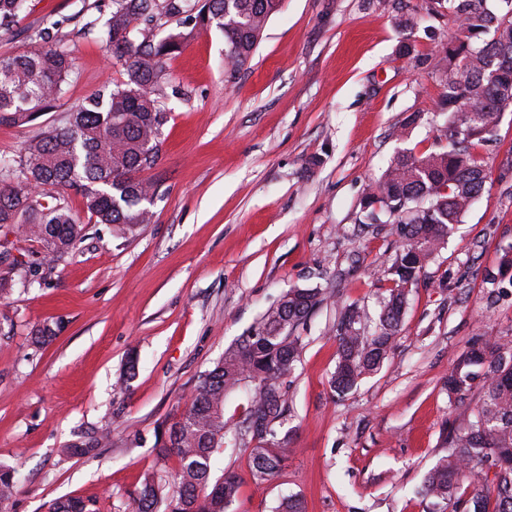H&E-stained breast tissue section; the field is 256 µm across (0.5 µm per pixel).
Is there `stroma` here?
<instances>
[{
	"label": "stroma",
	"instance_id": "obj_1",
	"mask_svg": "<svg viewBox=\"0 0 512 512\" xmlns=\"http://www.w3.org/2000/svg\"><path fill=\"white\" fill-rule=\"evenodd\" d=\"M109 2L31 0L0 30L3 57L34 50V32L61 22L76 58L50 111L0 125V157H18L71 106L123 80L104 40ZM403 14L416 26L397 27ZM178 31L190 35L168 62L179 93L159 160L142 174L155 191L151 223L119 235L71 197L85 240L28 291L0 299V466L17 479L0 512H46L68 497L130 512L161 466L157 432L291 288L327 298L300 325L304 347L285 380L288 461L257 484L246 454L220 451L214 476L229 467L243 478L235 512H273L290 495L307 512H442L417 490L448 454L456 415L481 396L477 385L449 396L448 374L471 347L512 345V109L476 150L485 189L411 287L389 356L340 396L328 383L336 323L352 303L377 318L400 245L395 225L365 222L364 192L397 154L447 146L433 57L460 29L436 0H282L231 83L218 29L184 15L158 34ZM46 324L55 338L33 344ZM133 434L142 444L128 443ZM91 441L90 455L68 454Z\"/></svg>",
	"mask_w": 512,
	"mask_h": 512
}]
</instances>
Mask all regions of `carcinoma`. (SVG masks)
Returning <instances> with one entry per match:
<instances>
[{
	"label": "carcinoma",
	"mask_w": 512,
	"mask_h": 512,
	"mask_svg": "<svg viewBox=\"0 0 512 512\" xmlns=\"http://www.w3.org/2000/svg\"><path fill=\"white\" fill-rule=\"evenodd\" d=\"M28 0H0V29L20 20ZM282 0H111L105 21L106 44L124 69L125 79L108 85L65 113L58 124L31 140L18 158H0V228L39 241L52 262L73 255L85 236L75 223L67 197L80 196L98 224L132 234L151 221L144 206L151 186L139 174L153 168L168 122L166 100L172 88L167 60L188 34L159 40L162 20L196 8L195 27H216L224 35V73L234 78L253 56L269 17ZM448 12L467 34L441 47L436 67L448 91L437 110L447 113L448 146L425 156L398 155L381 181L364 196L367 218L400 225L403 242L385 270L391 287L379 299L378 322L368 328L364 309L351 305L337 329L338 362L330 389L343 395L380 367L401 329L409 288L416 284L450 226L461 222L485 189L487 176L475 148L495 136L500 111L495 83H512V0L496 11L488 0H445ZM61 23L34 34L52 42L35 52L0 57V125H21L48 109L74 72L72 55L57 47ZM465 105L468 111H459ZM473 135L453 141V129ZM41 194L52 199L42 204ZM32 262H18L0 276V298L34 283ZM323 297L316 289L286 291L249 333L224 351L195 388L182 416L156 437L161 461L174 462L145 475L133 497V512H233L241 476L227 470L210 483L215 453L230 444L248 453L251 477L270 481L283 469L288 434L280 432L286 404L284 378L303 347L298 328ZM484 372L475 408L455 418L448 435L451 451L424 477L425 498L452 512H512V347L487 344L469 350L448 376V395L463 396ZM253 386L250 406L231 426L224 401L243 383ZM16 491L11 471L0 468V504ZM47 512H99L97 500L68 498L48 504Z\"/></svg>",
	"instance_id": "1"
}]
</instances>
